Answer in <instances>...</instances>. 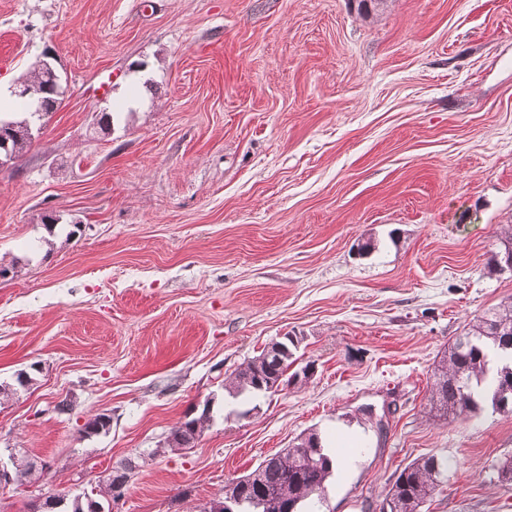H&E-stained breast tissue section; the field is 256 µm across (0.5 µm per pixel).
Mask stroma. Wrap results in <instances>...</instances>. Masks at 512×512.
<instances>
[{
  "instance_id": "35a3bbf8",
  "label": "stroma",
  "mask_w": 512,
  "mask_h": 512,
  "mask_svg": "<svg viewBox=\"0 0 512 512\" xmlns=\"http://www.w3.org/2000/svg\"><path fill=\"white\" fill-rule=\"evenodd\" d=\"M47 48L61 103L0 166V383L40 367L0 399V451L45 468L0 512L128 461L112 512H199L310 430L354 458L321 512H379L426 455L449 466L428 512H512V414L429 412L449 345L512 298L487 267L512 234V0H0V84ZM285 335L313 377L230 397ZM209 398L195 447L160 453Z\"/></svg>"
}]
</instances>
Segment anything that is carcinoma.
I'll return each instance as SVG.
<instances>
[{
  "mask_svg": "<svg viewBox=\"0 0 512 512\" xmlns=\"http://www.w3.org/2000/svg\"><path fill=\"white\" fill-rule=\"evenodd\" d=\"M30 83L43 113L54 111L60 97L42 93V80L30 70L22 76ZM512 300L489 309L478 322L469 326L448 346L434 367L431 384V409L439 416L466 419L480 406V396L490 393L492 408L512 413V403L501 402L504 382L512 380ZM293 342L282 356L259 355L242 364L224 378V390L233 398L268 392V384L284 378L292 383L294 375H286L294 364ZM317 464L286 448L265 459L266 466L241 490L234 512H302V507L316 503L324 495L327 483L336 469V457L325 445L313 449ZM448 465L435 456L420 457L407 464L398 474L381 504L392 505L398 512H422L444 483ZM128 475L115 471L105 484L107 493L116 501L124 495Z\"/></svg>",
  "mask_w": 512,
  "mask_h": 512,
  "instance_id": "1",
  "label": "carcinoma"
}]
</instances>
